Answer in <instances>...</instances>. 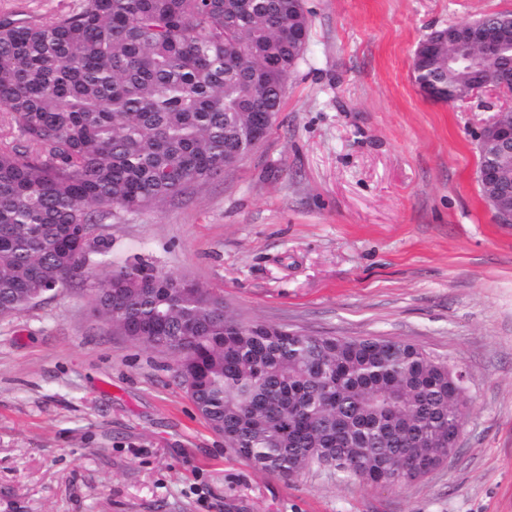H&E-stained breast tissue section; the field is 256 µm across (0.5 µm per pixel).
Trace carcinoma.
<instances>
[{
  "mask_svg": "<svg viewBox=\"0 0 512 512\" xmlns=\"http://www.w3.org/2000/svg\"><path fill=\"white\" fill-rule=\"evenodd\" d=\"M82 0L48 24L0 15V317L90 285L112 329L178 357L174 378L254 469L403 486L448 459L466 386L413 344L243 323L210 289L145 265L91 272L96 225L159 208L242 159L251 112H279L288 0ZM512 71V43L489 65ZM466 90L468 64L427 63Z\"/></svg>",
  "mask_w": 512,
  "mask_h": 512,
  "instance_id": "carcinoma-1",
  "label": "carcinoma"
}]
</instances>
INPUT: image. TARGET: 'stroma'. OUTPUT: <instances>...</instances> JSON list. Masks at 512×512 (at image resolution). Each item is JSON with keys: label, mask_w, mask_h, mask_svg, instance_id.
Here are the masks:
<instances>
[{"label": "stroma", "mask_w": 512, "mask_h": 512, "mask_svg": "<svg viewBox=\"0 0 512 512\" xmlns=\"http://www.w3.org/2000/svg\"><path fill=\"white\" fill-rule=\"evenodd\" d=\"M78 0H0L51 21ZM310 25L265 141L159 209L98 226V278L143 263L239 321L405 341L466 372V426L397 488L251 468L198 415L176 357L113 334L75 287L0 318V512H512V225L477 179L488 87L440 103L412 60L512 0H304Z\"/></svg>", "instance_id": "1"}]
</instances>
